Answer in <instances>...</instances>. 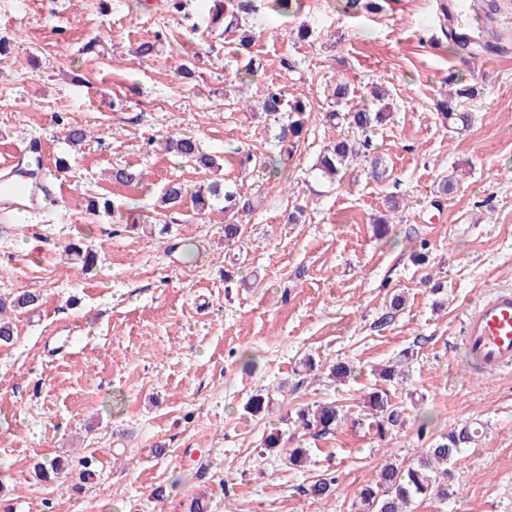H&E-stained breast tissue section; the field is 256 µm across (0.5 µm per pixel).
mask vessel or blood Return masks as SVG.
I'll return each instance as SVG.
<instances>
[{
	"instance_id": "obj_1",
	"label": "vessel or blood",
	"mask_w": 512,
	"mask_h": 512,
	"mask_svg": "<svg viewBox=\"0 0 512 512\" xmlns=\"http://www.w3.org/2000/svg\"><path fill=\"white\" fill-rule=\"evenodd\" d=\"M28 141L0 163V208L40 210L44 198L58 195L55 183L26 185L12 176L13 168L37 152ZM462 346L476 368L494 375L512 370V287H499L468 308L462 319Z\"/></svg>"
}]
</instances>
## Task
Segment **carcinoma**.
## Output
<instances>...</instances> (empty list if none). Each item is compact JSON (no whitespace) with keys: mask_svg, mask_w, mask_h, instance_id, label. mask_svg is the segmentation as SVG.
<instances>
[{"mask_svg":"<svg viewBox=\"0 0 512 512\" xmlns=\"http://www.w3.org/2000/svg\"><path fill=\"white\" fill-rule=\"evenodd\" d=\"M486 31L477 32H448V39L456 49L470 58H476L477 50L492 51L496 45L483 43ZM475 95V90L469 85L456 88L455 93L437 103V110L445 119L455 115L458 100ZM262 110L287 120L286 128L292 136L297 137L305 125L306 106L297 101L293 104L286 101L283 94L268 91L262 102ZM389 116L384 109H372L366 105L347 112L348 124L364 136V140L354 143L349 139H338L322 155L318 170L322 175L334 181L342 177L350 161L359 155V149L370 147V133L375 127ZM166 149L188 162H197L206 169L219 168L217 159L208 156L200 150L197 138L185 134H172L166 142ZM144 179V172L134 168H120L112 172V180L119 184H139ZM190 196L198 212H206L213 207V202L222 204L221 210L233 213L240 208V197L237 192L224 186L219 180L201 184L193 192L181 183L170 182L163 194L162 203L165 209L175 213L185 196ZM86 211L91 215L101 212L114 217L121 215V210L115 201L108 197H98L88 200ZM39 296L32 293H22L5 301L0 299V344H10L17 335L13 323L6 321L3 314L6 309H30L37 305ZM368 407L377 415V433L380 436L402 424V413L398 408L389 404L388 398L375 392L367 401ZM300 426L317 434H326L336 428L340 420L339 409L333 403L318 404L315 408L301 409L297 413ZM475 431L469 425H463L447 435L436 440L425 450L418 462L403 468L395 463L384 464L373 484L362 488L354 504L356 512H402L403 507L415 499H427L432 495L442 500L448 499V487L438 481L443 467L459 460L462 450L474 441ZM63 469L58 459L40 461L34 465V474L40 479L47 480ZM335 480L325 477L316 480L305 491L314 500H322L334 491Z\"/></svg>","mask_w":512,"mask_h":512,"instance_id":"1","label":"carcinoma"}]
</instances>
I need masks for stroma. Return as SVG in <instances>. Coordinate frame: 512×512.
<instances>
[{"instance_id": "obj_1", "label": "stroma", "mask_w": 512, "mask_h": 512, "mask_svg": "<svg viewBox=\"0 0 512 512\" xmlns=\"http://www.w3.org/2000/svg\"><path fill=\"white\" fill-rule=\"evenodd\" d=\"M246 3L247 51L241 30L212 21L214 0L0 6V161L40 137L64 186L30 221L0 223V297L42 296L12 313L18 335L0 346V512H186L195 498L206 512H354L381 464H412L464 424L477 436L448 467L449 499L408 512H512V374L472 371L459 327L488 289L512 286V54H460L448 0H385L377 14L301 0L287 16ZM159 31L155 56L138 57ZM337 78L353 109L384 89L390 116L370 156L331 182L319 155L357 136L328 117ZM458 80L478 89L460 102L464 128L435 108ZM270 88L312 108L278 177L264 166L284 128L261 109ZM74 125L90 133L77 147ZM174 132L198 137L219 171L166 151ZM249 152L256 164H241ZM127 165L141 185L112 182ZM216 178L251 205L234 217L239 241L189 200L160 220L169 182ZM101 195L123 219L86 212ZM73 242L97 253L92 269L68 255ZM407 350L408 377L382 380ZM336 361L353 369L341 382L324 371ZM259 390L269 404L253 417L243 406ZM376 390L403 418L383 438L364 404ZM331 401L343 408L333 433L299 427V408ZM273 432L278 454L263 446ZM292 448L307 449L304 466L287 463ZM52 458L59 477L37 480ZM324 474L334 495L310 498Z\"/></svg>"}]
</instances>
